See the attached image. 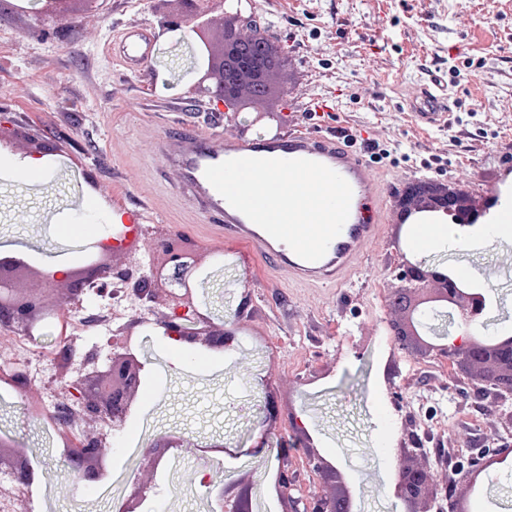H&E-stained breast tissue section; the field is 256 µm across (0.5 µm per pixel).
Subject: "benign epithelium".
I'll list each match as a JSON object with an SVG mask.
<instances>
[{
    "label": "benign epithelium",
    "mask_w": 512,
    "mask_h": 512,
    "mask_svg": "<svg viewBox=\"0 0 512 512\" xmlns=\"http://www.w3.org/2000/svg\"><path fill=\"white\" fill-rule=\"evenodd\" d=\"M178 9L172 13L168 28L182 26L193 34L204 58V67L195 82V91L224 96V88H216L206 80L211 58L202 48V33L209 27L213 14L227 17L230 37L237 31L254 27L253 0H174ZM40 7L34 11L35 19L41 21H63L74 14L89 11L102 5V0H39ZM435 212L456 224L462 217L472 223L482 211L464 203L457 195L435 207ZM97 252L84 265L57 272L44 266L37 267L30 261L14 255L0 256V325L21 332L32 333L41 321L56 316L62 317L61 307L74 306L81 302L85 287L93 285L105 291L104 278H123L127 270L111 263L115 256H127V252L115 250L106 239L98 242ZM199 270L197 248L188 239L171 236L164 239L158 251L149 256L142 267V275L133 288L135 299L143 303L162 305L168 309L163 320L156 326L173 340L200 346L221 353L233 348L238 331L226 328L213 321L201 305L198 288L193 275ZM396 279L400 287L393 293V300L406 303L399 319V326L390 330L400 345L412 349L425 357H458V364L476 382L493 388L498 398L512 400V378H487L481 371L483 354L473 340V330L484 324L486 298L479 292L464 290L466 282L450 273L448 268L430 265L411 258L399 265ZM448 309L453 325L468 330L462 346H449L426 331L425 317L434 308ZM146 324L144 319H134L112 336V352L104 367L95 366L93 354L83 359V365L92 370L64 385L62 402L59 404L57 420L67 425V419L78 406L91 419L112 426V433L120 432L137 407L139 391L137 383L142 381L145 364L132 347L137 328ZM108 434L102 430H90L81 434L75 448L66 455L68 469L88 479L99 478L104 471V455ZM188 439L176 435L160 437L154 448L143 455L141 466L152 473L171 452L182 447ZM313 469L335 475L330 497L316 504L304 505L305 512H351V502L342 479L335 474L332 465L314 450ZM0 474L9 476L23 485L33 482L31 463L14 451V439L0 437ZM429 472L425 466L407 465L399 469L396 495L408 508V512H430L434 495L428 487ZM149 486L136 482L131 493L122 500L119 512H140ZM293 479L288 476V461H283L276 480L277 498L283 505H291L284 512H299V500L292 494Z\"/></svg>",
    "instance_id": "obj_1"
}]
</instances>
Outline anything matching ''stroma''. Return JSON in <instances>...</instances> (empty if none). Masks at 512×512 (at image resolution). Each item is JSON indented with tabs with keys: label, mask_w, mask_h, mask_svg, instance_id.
I'll use <instances>...</instances> for the list:
<instances>
[{
	"label": "stroma",
	"mask_w": 512,
	"mask_h": 512,
	"mask_svg": "<svg viewBox=\"0 0 512 512\" xmlns=\"http://www.w3.org/2000/svg\"><path fill=\"white\" fill-rule=\"evenodd\" d=\"M256 12L299 72L284 93L289 125L382 130L390 157L376 170L387 196L423 174L453 182L472 176L484 189L512 190V112L503 108L512 99V0H256ZM162 21L156 0H106L41 30L29 12L0 20V120L27 134L0 140V247L40 265L75 266L96 237L64 235L60 227L88 200L109 211L151 201L147 222L157 231L141 237L136 258L156 252L162 234L190 239L203 258L195 279L201 301L215 321L237 326L239 342L224 354L197 349L195 362L175 374L166 337L142 327L140 402L105 451L104 476L80 484L64 467L61 431L47 426L64 381L78 374L58 367L59 320L40 323L44 356L31 363L16 360L14 332L0 333V368L23 370L32 382L20 393L0 382V432L24 440L43 474L29 490L0 475V512H111L136 481L141 456L170 433L202 444L220 438L228 451L163 461L147 477L142 512H213V483L228 486L263 465L278 466L282 441L293 444L300 500L327 495L339 477L353 512H406L395 495L406 430L428 438L421 460L432 465L436 500L444 502L448 474L437 461L449 445L467 462L493 441L512 443V424L500 419L505 404L478 394L455 359L386 349L388 296L399 285L402 256L465 268L473 281L489 284L483 335L512 328V233L419 253L404 251V234L390 223L350 281L329 288L288 282L247 250L226 246L209 217L192 216L175 173L164 171L160 132L178 124L220 132L230 123L251 137L274 134L276 125L192 97L199 58L190 36ZM127 24L157 36L152 59L132 74L108 51ZM467 59L475 65L461 72L456 113L469 137L454 146L446 128L414 121L407 93L448 80L449 66ZM316 97L329 100L331 112L316 115ZM433 154L440 163L422 166ZM38 155L45 176L17 186L11 162ZM258 369L279 409L268 430L258 415L264 396L250 386ZM293 413L305 419V433L291 428ZM310 447L336 476L309 466Z\"/></svg>",
	"instance_id": "obj_1"
}]
</instances>
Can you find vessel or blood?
<instances>
[{
  "label": "vessel or blood",
  "instance_id": "b4317fda",
  "mask_svg": "<svg viewBox=\"0 0 512 512\" xmlns=\"http://www.w3.org/2000/svg\"><path fill=\"white\" fill-rule=\"evenodd\" d=\"M155 38L129 25L112 38V55L128 71L153 56ZM415 121L449 126L454 103L447 89L419 87L411 99ZM165 168L179 176L177 189L200 213L216 217L225 240L261 258L274 272L303 284L342 283L366 246L381 235L384 191L356 140L314 128L246 138L208 133L193 126L164 128L158 141ZM314 197L293 223L280 221L282 205L296 182ZM435 230L428 216L407 234L404 245L425 249Z\"/></svg>",
  "mask_w": 512,
  "mask_h": 512
}]
</instances>
